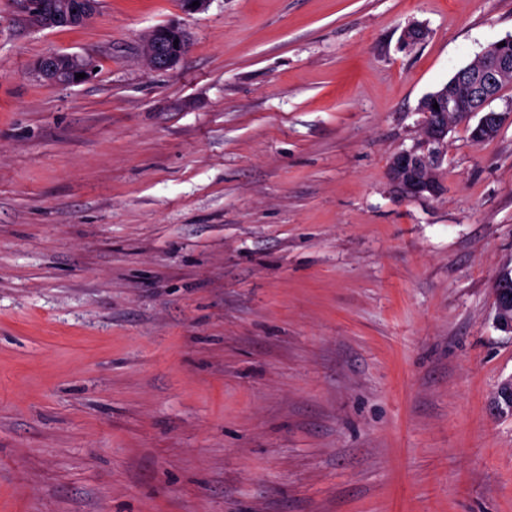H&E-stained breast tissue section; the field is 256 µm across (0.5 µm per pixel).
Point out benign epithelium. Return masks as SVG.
Returning a JSON list of instances; mask_svg holds the SVG:
<instances>
[{
	"mask_svg": "<svg viewBox=\"0 0 512 512\" xmlns=\"http://www.w3.org/2000/svg\"><path fill=\"white\" fill-rule=\"evenodd\" d=\"M31 13L37 15L36 27L52 29L75 27L90 22L98 11L99 0H53L50 10L31 2ZM429 34L427 27L413 23L402 33L404 44L411 46L424 41ZM189 45L185 31L172 25L154 28L147 37L144 54L150 68L168 70L175 67L184 56ZM512 37L490 44L481 54L482 68L476 71L468 67L457 72L452 79L437 90L425 96L419 105L424 115L423 136L419 144L395 156L391 163L390 178L398 193L406 199L437 195L431 178L419 180V174L432 171L443 162L447 152L448 114L471 116L480 115L473 129L478 140L496 136L508 123H512L511 112L487 110L497 98L501 81L512 75ZM94 63L86 58L68 54L52 53L42 57L36 67L37 74L44 81L57 85H73L82 82L76 74L91 76ZM438 108H433V105ZM495 321L497 326L512 333V292L501 288L495 294Z\"/></svg>",
	"mask_w": 512,
	"mask_h": 512,
	"instance_id": "1",
	"label": "benign epithelium"
}]
</instances>
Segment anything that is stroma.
<instances>
[{"label":"stroma","instance_id":"1","mask_svg":"<svg viewBox=\"0 0 512 512\" xmlns=\"http://www.w3.org/2000/svg\"><path fill=\"white\" fill-rule=\"evenodd\" d=\"M509 35L512 0H0V512H512V123L449 133L439 197L389 176ZM31 13L37 17L36 27L52 29L57 27H75L90 22L98 11V0H53L50 10L43 9L42 3L30 2ZM76 10V13H73ZM175 39H178V43H175ZM175 44H178V47H175ZM188 45L189 40L185 31L172 25H161L148 35L144 54L151 69L168 70L179 63ZM94 68L90 59L68 53H52L38 61L36 71L44 81L65 86L85 81L92 75ZM76 73H85L86 77L76 79ZM494 306L497 326L512 333V292L499 288L495 294Z\"/></svg>","mask_w":512,"mask_h":512}]
</instances>
